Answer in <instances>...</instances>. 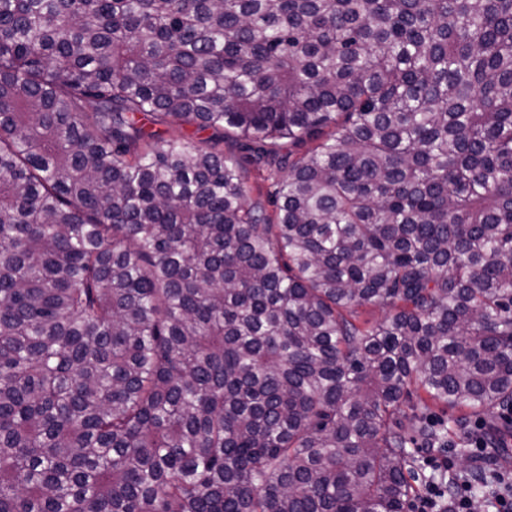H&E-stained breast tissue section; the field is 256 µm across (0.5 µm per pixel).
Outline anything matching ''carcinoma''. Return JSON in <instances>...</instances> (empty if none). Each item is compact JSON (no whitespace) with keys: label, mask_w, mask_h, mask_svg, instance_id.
Listing matches in <instances>:
<instances>
[{"label":"carcinoma","mask_w":512,"mask_h":512,"mask_svg":"<svg viewBox=\"0 0 512 512\" xmlns=\"http://www.w3.org/2000/svg\"><path fill=\"white\" fill-rule=\"evenodd\" d=\"M505 413L512 0H0V512H406ZM245 185L248 190V197L252 201H260L264 204L269 213H273L275 207L269 202V182L262 180L252 168L245 170Z\"/></svg>","instance_id":"cac0c4a2"}]
</instances>
